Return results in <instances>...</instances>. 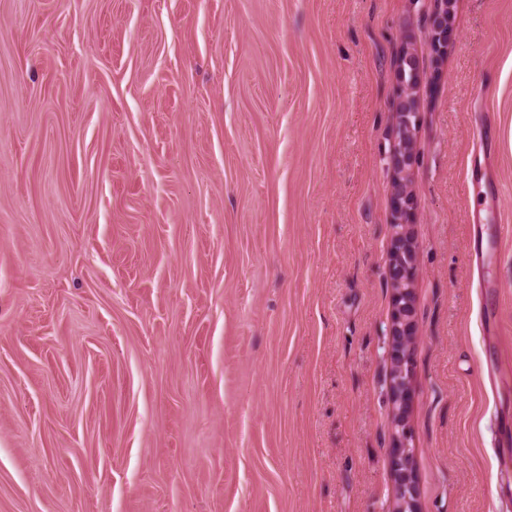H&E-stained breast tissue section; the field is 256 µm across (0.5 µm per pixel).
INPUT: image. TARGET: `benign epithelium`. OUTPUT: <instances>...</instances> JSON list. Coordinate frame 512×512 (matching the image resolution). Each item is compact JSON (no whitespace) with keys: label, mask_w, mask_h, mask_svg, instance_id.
<instances>
[{"label":"benign epithelium","mask_w":512,"mask_h":512,"mask_svg":"<svg viewBox=\"0 0 512 512\" xmlns=\"http://www.w3.org/2000/svg\"><path fill=\"white\" fill-rule=\"evenodd\" d=\"M448 0H438L432 22V48L443 57L448 48ZM410 49L402 47L396 67L400 82L396 104V124L391 146L393 169V235L389 265L393 286V314L389 330L387 359L390 363L389 394L392 402L390 466L396 484L397 512H418V487L415 477V453L407 418L413 398V350L418 339L414 300L419 247L411 229L415 217V196L407 172L415 159V133L420 122L418 83L405 81V69L415 66Z\"/></svg>","instance_id":"1"}]
</instances>
